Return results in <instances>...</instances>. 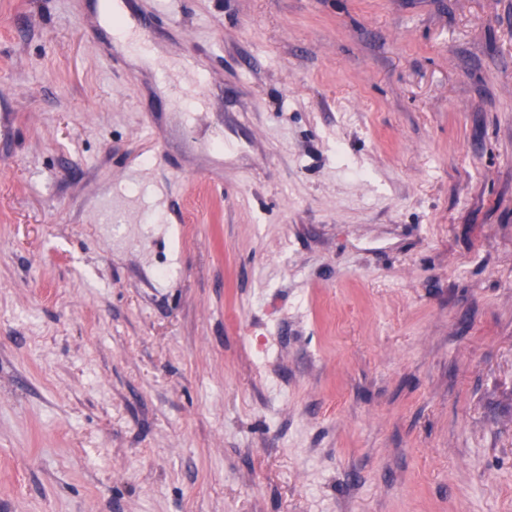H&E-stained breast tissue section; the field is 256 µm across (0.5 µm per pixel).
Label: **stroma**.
<instances>
[{
	"mask_svg": "<svg viewBox=\"0 0 512 512\" xmlns=\"http://www.w3.org/2000/svg\"><path fill=\"white\" fill-rule=\"evenodd\" d=\"M131 2L0 0V512H512V0Z\"/></svg>",
	"mask_w": 512,
	"mask_h": 512,
	"instance_id": "35a3bbf8",
	"label": "stroma"
}]
</instances>
